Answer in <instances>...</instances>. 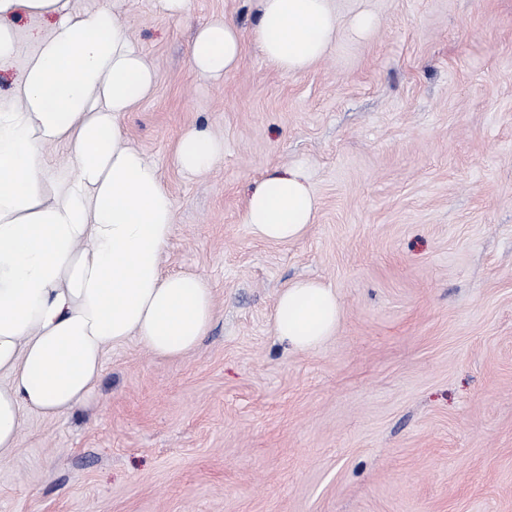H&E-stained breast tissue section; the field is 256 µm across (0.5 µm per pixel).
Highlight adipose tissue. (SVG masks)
<instances>
[{"instance_id": "ef3b65f1", "label": "adipose tissue", "mask_w": 512, "mask_h": 512, "mask_svg": "<svg viewBox=\"0 0 512 512\" xmlns=\"http://www.w3.org/2000/svg\"><path fill=\"white\" fill-rule=\"evenodd\" d=\"M259 2L250 32L224 19L197 28L189 48L197 74L237 68L248 37L285 72L309 69L335 42L334 0ZM22 14L51 19L52 30L0 94V461L15 451L26 413L59 418L88 403L108 347L133 338L155 356L180 358L216 316L206 279L162 271L175 205L123 125L155 88L127 17L77 10L71 0H0V63L18 55L13 20ZM59 146L68 156L55 173L47 153ZM223 154V141L194 125L173 162L201 176ZM316 209L295 167L263 178L243 221L258 238L284 243L305 234ZM340 316L332 288L297 280L277 298L274 334L288 351H313L335 335Z\"/></svg>"}]
</instances>
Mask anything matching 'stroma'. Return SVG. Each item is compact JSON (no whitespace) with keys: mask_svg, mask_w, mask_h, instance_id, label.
Wrapping results in <instances>:
<instances>
[{"mask_svg":"<svg viewBox=\"0 0 512 512\" xmlns=\"http://www.w3.org/2000/svg\"><path fill=\"white\" fill-rule=\"evenodd\" d=\"M117 6L156 76L124 124L175 203L163 270L206 277L217 317L181 359L108 348L88 405L26 414L0 512H512V0H335L310 69L248 39L218 80L189 65L195 30L251 29L256 0ZM194 124L224 141L203 179L172 160ZM298 164L313 224L259 240L248 193ZM305 277L341 321L290 353L274 307Z\"/></svg>","mask_w":512,"mask_h":512,"instance_id":"1","label":"stroma"}]
</instances>
